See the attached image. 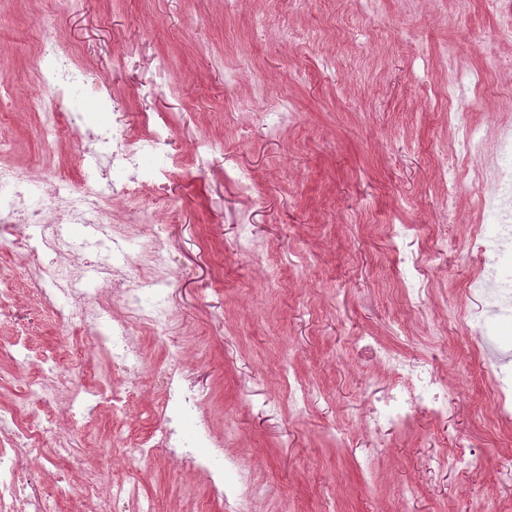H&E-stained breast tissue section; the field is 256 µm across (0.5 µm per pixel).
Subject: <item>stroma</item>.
Returning a JSON list of instances; mask_svg holds the SVG:
<instances>
[{
    "mask_svg": "<svg viewBox=\"0 0 512 512\" xmlns=\"http://www.w3.org/2000/svg\"><path fill=\"white\" fill-rule=\"evenodd\" d=\"M487 0H0V113L9 158L46 180L80 187L81 131L48 146L36 134L31 55L37 34L72 47L108 81L130 123L142 111L172 128L182 166L156 221L176 272L166 292L181 347L224 452L246 459L262 491L245 512H512V431L494 420L482 361L469 335L478 268L469 246L477 187L462 182L445 209L436 170L455 137L438 52L461 50L488 90L473 121L512 122V40L495 36ZM493 44L494 54L474 49ZM288 101L291 112L271 115ZM212 145L206 168L191 161ZM232 156L244 196L224 175ZM417 225L397 250L389 226ZM259 246L241 251V233ZM434 252L424 287L401 301L396 252ZM0 331L28 325L38 349H66L75 324L20 289ZM375 335L429 363L448 411L421 413L405 430L371 436L365 418L389 373L353 341ZM147 366L126 421L145 434L163 344L141 339ZM308 393L305 407L295 387ZM115 421L98 410L69 432L89 468L141 478L157 512H225L165 453L126 463ZM474 451L453 464L452 444Z\"/></svg>",
    "mask_w": 512,
    "mask_h": 512,
    "instance_id": "obj_1",
    "label": "stroma"
}]
</instances>
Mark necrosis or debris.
<instances>
[{
    "label": "necrosis or debris",
    "instance_id": "obj_1",
    "mask_svg": "<svg viewBox=\"0 0 512 512\" xmlns=\"http://www.w3.org/2000/svg\"><path fill=\"white\" fill-rule=\"evenodd\" d=\"M31 67L33 96L41 110L38 134L44 142L57 141L63 126L81 123L80 114L68 110L70 96L77 89H90L98 105L110 107L112 120L99 126L89 143L79 148L85 163L80 192L64 178L56 180L48 192H40L41 176L12 164L0 149V241L11 244L15 254L25 259L9 275L24 278L40 295L66 300L68 320L94 337L98 350L123 373L124 381L109 387L77 385L67 378L64 368L71 354L46 353L40 369L26 380L37 410L23 404L0 408V512H52L53 502L44 489L22 478L21 459L40 457L48 449L57 459L72 461L71 438L60 424L57 406H64L73 416L80 415L86 403L95 410L108 407L113 415H123L144 364L141 335L163 341L175 318L164 293L173 269L159 243L163 225L155 223L153 213L146 209L136 210L131 219L113 211L118 199L150 189L163 191L180 165L170 127L154 124L152 114L144 112L140 121L150 126V134H129L127 115L109 86L91 81L73 51L55 38L38 37ZM447 71L449 100H457L462 91L470 93L464 109L448 112V121L457 131L450 148L456 162L442 165L438 177L447 187L449 205L457 203L462 164L481 159L489 149L495 155L482 177L477 207L482 219L498 224L499 232L492 239L483 231H473L472 245L483 262L469 279L468 291L484 300L483 309L472 313L471 335L484 359L483 378L494 401L496 421L511 428L512 346L500 341L497 327L512 323V281L499 272L503 260L512 255V126L502 125L492 132L469 120V113L482 107L485 79L460 55L450 59ZM161 158L166 159V166H158ZM112 170L122 173V181L109 178ZM74 224L87 230L82 241L63 233L65 226ZM100 249L112 252L111 262L101 266L112 293L108 301L96 298L86 283V254ZM145 289L152 290L153 303L139 301L138 294ZM114 302L122 306L116 314L110 311ZM356 342L361 354L386 368L391 379L388 392L369 410L371 433L408 426L421 411L442 415L446 402L426 363L384 346L374 336H360ZM167 357L168 365L158 377L163 396L156 406L163 425L143 438L120 436L123 455L141 461L169 450L175 445L172 419L193 416L195 435L180 445L176 462L209 487L223 486L225 507L244 504L259 492L251 469L241 458L224 456L223 443L214 437L203 413L206 394L183 381L180 351L168 350ZM11 424L16 427L12 433L7 430ZM104 483L102 471H83L81 490L95 499V512H113L117 507L124 512H152L138 483L128 478L113 480L112 491L106 495L101 492Z\"/></svg>",
    "mask_w": 512,
    "mask_h": 512
}]
</instances>
